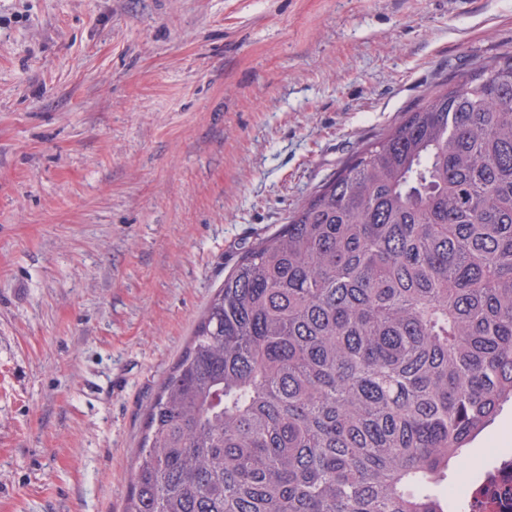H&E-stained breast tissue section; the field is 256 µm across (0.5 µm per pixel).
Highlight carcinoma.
Instances as JSON below:
<instances>
[{
    "label": "carcinoma",
    "mask_w": 512,
    "mask_h": 512,
    "mask_svg": "<svg viewBox=\"0 0 512 512\" xmlns=\"http://www.w3.org/2000/svg\"><path fill=\"white\" fill-rule=\"evenodd\" d=\"M512 404V54L246 249L150 405L124 512H450ZM507 434L512 438V407L506 408L496 419L495 423L479 436L471 445L470 455L464 458L458 471L464 475L474 465L485 460L489 451L498 445L502 436Z\"/></svg>",
    "instance_id": "carcinoma-1"
}]
</instances>
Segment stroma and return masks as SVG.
I'll use <instances>...</instances> for the list:
<instances>
[{
    "label": "stroma",
    "mask_w": 512,
    "mask_h": 512,
    "mask_svg": "<svg viewBox=\"0 0 512 512\" xmlns=\"http://www.w3.org/2000/svg\"><path fill=\"white\" fill-rule=\"evenodd\" d=\"M512 0H0V512H123L224 275Z\"/></svg>",
    "instance_id": "obj_1"
}]
</instances>
